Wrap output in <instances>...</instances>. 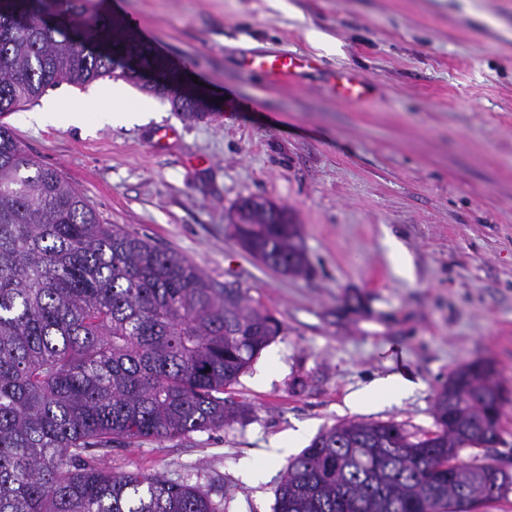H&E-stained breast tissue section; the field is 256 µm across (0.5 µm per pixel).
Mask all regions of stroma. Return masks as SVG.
Listing matches in <instances>:
<instances>
[{"label": "stroma", "mask_w": 512, "mask_h": 512, "mask_svg": "<svg viewBox=\"0 0 512 512\" xmlns=\"http://www.w3.org/2000/svg\"><path fill=\"white\" fill-rule=\"evenodd\" d=\"M132 25L210 86L199 120L124 83L130 127L42 129L29 115L95 84L47 89L5 116L104 223L150 238L240 288L282 324L226 397L224 428L134 446L104 461L201 486L224 512H273L289 462L344 421L435 430L449 373L492 361L512 391V0H86ZM296 50L358 71L366 102L330 96L319 73L273 85L242 71L247 51ZM243 102L232 109L230 99ZM173 127L166 146L155 133ZM255 195L302 227L310 271L283 276L242 250L229 213ZM412 260L398 275L387 237ZM420 386L401 403L353 410L372 378ZM291 453L268 461L272 445Z\"/></svg>", "instance_id": "obj_1"}]
</instances>
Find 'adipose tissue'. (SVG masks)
<instances>
[{"label": "adipose tissue", "mask_w": 512, "mask_h": 512, "mask_svg": "<svg viewBox=\"0 0 512 512\" xmlns=\"http://www.w3.org/2000/svg\"><path fill=\"white\" fill-rule=\"evenodd\" d=\"M121 94L120 87L111 86L98 89L86 106H75L72 101L63 99L46 105L32 113L31 119L39 126L79 127L86 123L88 116H95L100 123L115 126L144 123L148 120L147 110L129 111L114 103ZM415 388L414 382L399 374H389L372 379L368 385L351 399L353 408L373 405H391L401 402Z\"/></svg>", "instance_id": "adipose-tissue-1"}]
</instances>
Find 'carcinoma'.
Returning a JSON list of instances; mask_svg holds the SVG:
<instances>
[{
    "mask_svg": "<svg viewBox=\"0 0 512 512\" xmlns=\"http://www.w3.org/2000/svg\"><path fill=\"white\" fill-rule=\"evenodd\" d=\"M140 73H127V58ZM122 78L187 119L179 70L115 17L82 0H0V117L63 82ZM248 196L236 242L285 276L308 269L301 225ZM280 331L241 289L97 212L0 123V512H224L209 491L102 464L112 444L221 429L234 385ZM448 375L437 429L347 421L289 461L273 512H488L512 491L477 451L500 440L498 372ZM465 449L475 451L469 461Z\"/></svg>",
    "mask_w": 512,
    "mask_h": 512,
    "instance_id": "1",
    "label": "carcinoma"
}]
</instances>
